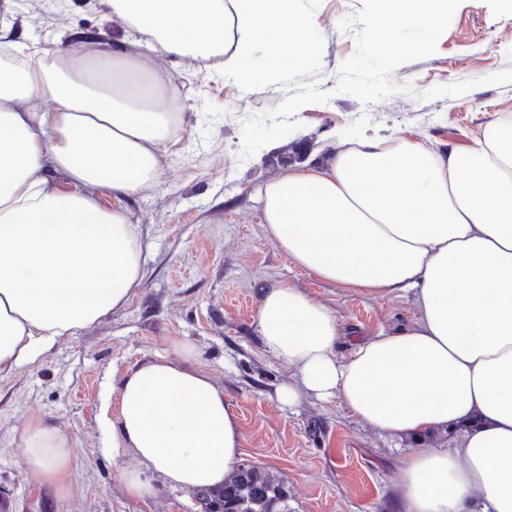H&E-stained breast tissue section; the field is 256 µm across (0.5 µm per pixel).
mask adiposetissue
I'll return each mask as SVG.
<instances>
[{
	"instance_id": "obj_1",
	"label": "adipose tissue",
	"mask_w": 512,
	"mask_h": 512,
	"mask_svg": "<svg viewBox=\"0 0 512 512\" xmlns=\"http://www.w3.org/2000/svg\"><path fill=\"white\" fill-rule=\"evenodd\" d=\"M178 57H218L255 84L303 66L312 16L294 0H99ZM16 0H0V375L126 306L146 246L119 199L151 186L173 120L166 76L125 40L54 58L26 47ZM270 50L256 58L255 42ZM110 191L117 204L98 198ZM269 240L318 278L378 297L412 296V325L368 337L346 358L332 308L267 280L255 318L263 350L291 377L294 405L336 398L384 433L419 440L401 464L400 512H512V121L472 146L398 133L340 142L260 190ZM112 457L128 496L154 480L219 487L240 465L233 406L190 346L127 370L114 390ZM448 428V447H423ZM15 439L27 466L66 495L73 438L46 417Z\"/></svg>"
}]
</instances>
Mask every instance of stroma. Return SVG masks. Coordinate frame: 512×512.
I'll return each mask as SVG.
<instances>
[{
    "instance_id": "1",
    "label": "stroma",
    "mask_w": 512,
    "mask_h": 512,
    "mask_svg": "<svg viewBox=\"0 0 512 512\" xmlns=\"http://www.w3.org/2000/svg\"><path fill=\"white\" fill-rule=\"evenodd\" d=\"M26 42L66 49L77 33L101 45L133 41L149 68L176 91L175 120L164 143L155 185L126 199L147 250L145 276L121 310L61 339L36 363L0 376V512H200L194 492L157 485L130 498L112 458L113 371L169 356L173 340L193 346L197 361L224 391L243 432L241 462L279 473L289 512H398L394 487L403 458L415 448L368 426L339 399L312 396L288 407L277 399L289 371L266 354L256 333L257 287L266 280L305 289L334 309L343 328L338 354L364 338L409 325L411 297H370L323 281L294 265L267 238L258 193L283 172L275 157L287 141L323 156L345 134L395 131L435 144L471 145L512 118V84L485 78L512 68V0H464L435 54L406 62L395 83L411 85L366 104L337 92L339 69L355 50L341 19L362 0H298L324 40L314 84L324 104L301 108L288 139L242 158V121L275 107L290 91L277 85L244 90L220 75L216 58L161 56L151 43L112 20L97 0H17ZM474 81L467 93L420 100L438 85ZM52 418L74 440L70 489L60 497L24 461L14 436L30 418Z\"/></svg>"
}]
</instances>
